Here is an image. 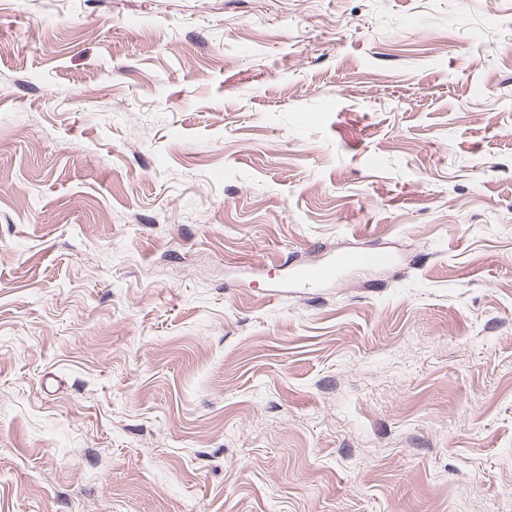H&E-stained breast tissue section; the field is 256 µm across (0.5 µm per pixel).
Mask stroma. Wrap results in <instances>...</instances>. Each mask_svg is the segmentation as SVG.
Returning a JSON list of instances; mask_svg holds the SVG:
<instances>
[{"instance_id":"obj_1","label":"stroma","mask_w":512,"mask_h":512,"mask_svg":"<svg viewBox=\"0 0 512 512\" xmlns=\"http://www.w3.org/2000/svg\"><path fill=\"white\" fill-rule=\"evenodd\" d=\"M0 512H512V0H0ZM385 261V255L373 248L354 252L344 251L338 253L333 261L299 266L296 268L294 275L306 285H318L335 280L339 272L344 269L352 267L371 268L379 266Z\"/></svg>"}]
</instances>
